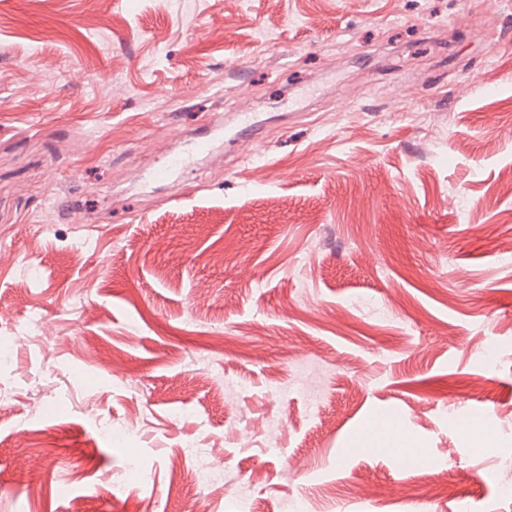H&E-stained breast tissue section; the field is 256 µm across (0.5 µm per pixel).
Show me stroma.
<instances>
[{
  "instance_id": "obj_1",
  "label": "stroma",
  "mask_w": 512,
  "mask_h": 512,
  "mask_svg": "<svg viewBox=\"0 0 512 512\" xmlns=\"http://www.w3.org/2000/svg\"><path fill=\"white\" fill-rule=\"evenodd\" d=\"M511 44L512 0H0V512H512ZM223 131V123L216 121L212 123L207 135L186 140L181 151L164 155L155 167L143 174V185L148 187L165 182L172 183L173 177L179 171L191 167L199 158L212 152L213 139L223 135ZM391 437L395 438V448H411L408 438L398 431L395 417L391 415L374 420L369 428L357 437L353 444L362 448H350V451L362 453L366 451V448H372L374 443L387 441Z\"/></svg>"
}]
</instances>
